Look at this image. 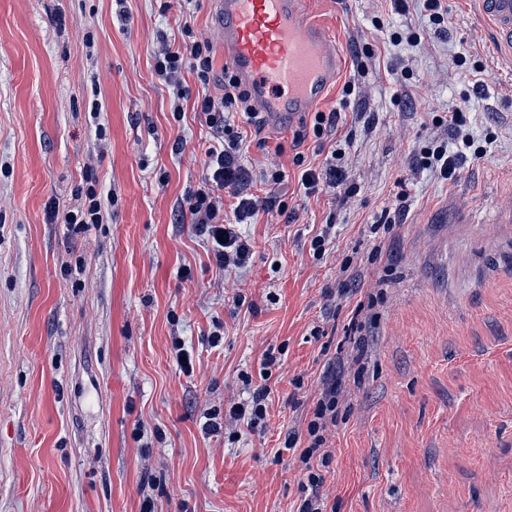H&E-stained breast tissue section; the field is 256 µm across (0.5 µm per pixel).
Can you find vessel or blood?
<instances>
[{"label":"vessel or blood","instance_id":"vessel-or-blood-1","mask_svg":"<svg viewBox=\"0 0 512 512\" xmlns=\"http://www.w3.org/2000/svg\"><path fill=\"white\" fill-rule=\"evenodd\" d=\"M214 2L224 58L268 126L321 103L342 59L328 31L307 19L305 0ZM478 2L499 48L512 55V0Z\"/></svg>","mask_w":512,"mask_h":512}]
</instances>
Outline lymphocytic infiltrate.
<instances>
[{
	"label": "lymphocytic infiltrate",
	"instance_id": "obj_1",
	"mask_svg": "<svg viewBox=\"0 0 512 512\" xmlns=\"http://www.w3.org/2000/svg\"><path fill=\"white\" fill-rule=\"evenodd\" d=\"M186 43L164 44L156 57L155 72L173 89L177 99L187 96L180 74L190 70L201 85H209L214 69V51L205 40L193 37L191 27H184ZM198 117L212 129L214 136L204 151L205 175L195 190L184 195L180 208L189 215L196 232L207 237L211 243V256L215 266L223 272H232L246 266L251 254V245L240 231L241 224L271 210L275 197H261L245 190L247 179L240 163L246 137L239 128L238 119L253 122L256 114L249 104V96L235 81L232 73L224 75V91L213 96L205 95L193 103ZM466 119L461 110L448 114V128L453 136L452 146H435L426 156L424 166L437 178L455 182L460 162L474 138L465 128ZM112 214V199L96 186H88L76 209L62 212L60 222L68 234L76 235L89 231L104 223ZM281 350L266 349L260 359L257 374L244 373L240 379L250 392L246 402L230 406L227 413L210 408L205 415L204 427L216 432L222 429L225 420H233L254 430L264 425L268 416L270 390L266 381L272 370L281 364ZM338 417V401L335 386H327L318 399L311 420L307 424V446L298 448L294 437H286L285 450L297 451L298 460L307 466L306 481L302 484L303 496L297 512H327L328 503L319 491L321 476L310 470L313 456H320L322 463H329L332 452L327 445V434L334 428Z\"/></svg>",
	"mask_w": 512,
	"mask_h": 512
}]
</instances>
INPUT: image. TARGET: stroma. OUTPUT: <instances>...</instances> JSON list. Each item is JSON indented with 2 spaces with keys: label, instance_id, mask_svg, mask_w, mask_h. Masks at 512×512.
<instances>
[{
  "label": "stroma",
  "instance_id": "obj_1",
  "mask_svg": "<svg viewBox=\"0 0 512 512\" xmlns=\"http://www.w3.org/2000/svg\"><path fill=\"white\" fill-rule=\"evenodd\" d=\"M443 5L439 33L423 0H307L344 57L321 106L340 118L320 139L308 113L248 135L243 166L284 167L289 214L242 225L252 257L226 277L180 212L212 137L201 85L182 74L178 121L154 70L184 26L220 44L212 0H0V512H297L304 475L282 446L337 358L319 469L334 512H512V59L476 0ZM462 103L485 153L450 185L421 160ZM299 153L334 158L342 184L305 196ZM90 179L112 217L69 236L47 206H78ZM271 347L265 430L204 434Z\"/></svg>",
  "mask_w": 512,
  "mask_h": 512
}]
</instances>
